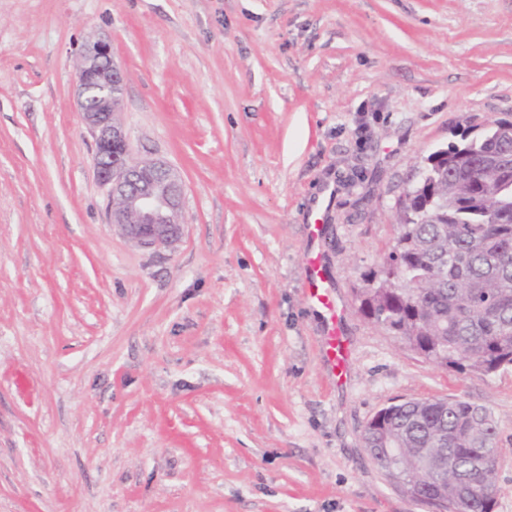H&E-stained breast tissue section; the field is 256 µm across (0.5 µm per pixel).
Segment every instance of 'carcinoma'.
I'll return each mask as SVG.
<instances>
[{
    "label": "carcinoma",
    "instance_id": "1",
    "mask_svg": "<svg viewBox=\"0 0 512 512\" xmlns=\"http://www.w3.org/2000/svg\"><path fill=\"white\" fill-rule=\"evenodd\" d=\"M496 121L427 171L426 187L400 203L398 235L383 261L386 274L371 270L374 286L362 294L360 312L420 350L437 365L489 375L512 366V196L499 185L489 157L502 151ZM464 399L409 400L370 419L395 440L393 466L400 488L423 502L448 489L447 512H492L494 478L476 481L471 472L433 471L418 449H443L477 463L497 457L498 422L490 411Z\"/></svg>",
    "mask_w": 512,
    "mask_h": 512
}]
</instances>
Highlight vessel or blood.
<instances>
[{"label":"vessel or blood","mask_w":512,"mask_h":512,"mask_svg":"<svg viewBox=\"0 0 512 512\" xmlns=\"http://www.w3.org/2000/svg\"><path fill=\"white\" fill-rule=\"evenodd\" d=\"M307 296L325 315V355L336 377H346L351 362L349 343L342 329L343 309L340 307L327 280L321 253L311 250L304 258Z\"/></svg>","instance_id":"vessel-or-blood-1"}]
</instances>
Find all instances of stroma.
Instances as JSON below:
<instances>
[{
	"mask_svg": "<svg viewBox=\"0 0 512 512\" xmlns=\"http://www.w3.org/2000/svg\"><path fill=\"white\" fill-rule=\"evenodd\" d=\"M105 36L133 158L177 170L184 230L108 224L75 62ZM512 121V0H0V512H430L366 451L397 400L499 422L512 367L435 366L356 291L434 150ZM352 352L326 362L311 210Z\"/></svg>",
	"mask_w": 512,
	"mask_h": 512,
	"instance_id": "35a3bbf8",
	"label": "stroma"
}]
</instances>
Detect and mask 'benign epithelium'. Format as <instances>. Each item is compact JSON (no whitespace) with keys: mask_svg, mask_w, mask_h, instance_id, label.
<instances>
[{"mask_svg":"<svg viewBox=\"0 0 512 512\" xmlns=\"http://www.w3.org/2000/svg\"><path fill=\"white\" fill-rule=\"evenodd\" d=\"M116 84H124V73L112 58L110 42L97 40L81 56L76 100L81 122L94 141V169L106 191L108 223L140 247L159 250L182 235L183 184L161 161L130 164L128 138L114 118Z\"/></svg>","mask_w":512,"mask_h":512,"instance_id":"benign-epithelium-1","label":"benign epithelium"}]
</instances>
